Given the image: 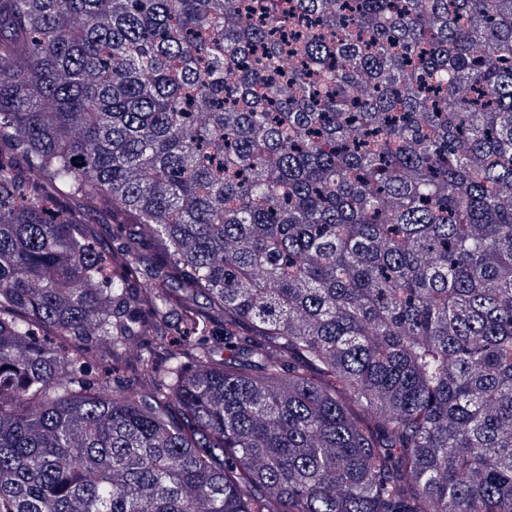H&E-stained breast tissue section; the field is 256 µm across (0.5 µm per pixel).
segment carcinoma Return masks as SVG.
<instances>
[{
    "label": "carcinoma",
    "mask_w": 512,
    "mask_h": 512,
    "mask_svg": "<svg viewBox=\"0 0 512 512\" xmlns=\"http://www.w3.org/2000/svg\"><path fill=\"white\" fill-rule=\"evenodd\" d=\"M2 140L153 250L0 159V512H512V0H0ZM38 192L49 197L56 206L79 211L81 221L90 228L95 241L105 247L116 249L128 242L129 226L120 231L119 224H128L122 210L111 204L97 201L89 207L86 201L63 197L49 189L38 188Z\"/></svg>",
    "instance_id": "carcinoma-1"
}]
</instances>
